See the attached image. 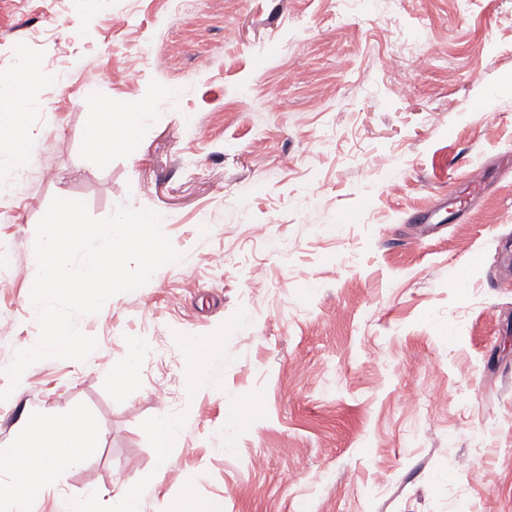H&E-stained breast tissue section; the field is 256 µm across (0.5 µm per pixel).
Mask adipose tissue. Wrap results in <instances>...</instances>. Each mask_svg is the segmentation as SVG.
Masks as SVG:
<instances>
[{
  "label": "adipose tissue",
  "mask_w": 512,
  "mask_h": 512,
  "mask_svg": "<svg viewBox=\"0 0 512 512\" xmlns=\"http://www.w3.org/2000/svg\"><path fill=\"white\" fill-rule=\"evenodd\" d=\"M143 118V113L129 109L99 113L89 127L88 142L100 156L111 155L116 148L135 153ZM94 436L92 422L80 414L31 420L21 442L0 453V468L14 474L11 484H0V498L11 499L16 512H27L30 502L43 494L46 478L58 474L59 461L75 463L91 448Z\"/></svg>",
  "instance_id": "1"
}]
</instances>
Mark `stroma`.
I'll use <instances>...</instances> for the list:
<instances>
[{"instance_id": "obj_1", "label": "stroma", "mask_w": 512, "mask_h": 512, "mask_svg": "<svg viewBox=\"0 0 512 512\" xmlns=\"http://www.w3.org/2000/svg\"><path fill=\"white\" fill-rule=\"evenodd\" d=\"M30 65L51 79L19 103ZM147 101L137 156L95 155V115ZM0 103L44 165L8 195L0 144V389L38 338L15 268L53 198L162 213L184 255L80 320L92 359L37 362L0 402L2 449L35 417L95 423L29 512H114L149 472L142 512H512V181L410 239L462 171L512 160V0H0ZM209 352L203 347L192 346L187 357V367L189 370V383L192 386L198 384L204 371L205 364L208 361ZM156 446L159 461L163 464L169 463L168 448L177 434L174 423L165 417H160L155 423ZM158 442V445H157Z\"/></svg>"}]
</instances>
